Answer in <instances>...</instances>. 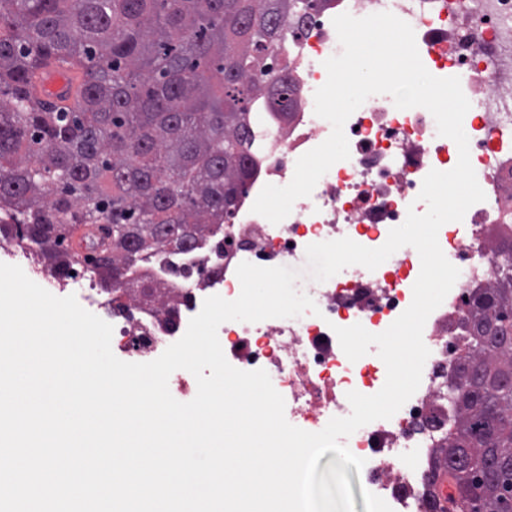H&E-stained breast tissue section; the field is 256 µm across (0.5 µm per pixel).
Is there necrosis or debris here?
<instances>
[{
	"label": "necrosis or debris",
	"instance_id": "obj_1",
	"mask_svg": "<svg viewBox=\"0 0 512 512\" xmlns=\"http://www.w3.org/2000/svg\"><path fill=\"white\" fill-rule=\"evenodd\" d=\"M345 12L357 18L390 12L410 24L426 69L459 77L471 103L463 129L486 199L438 232L460 276L425 323L430 355L420 386L391 419L373 421L345 440L365 461L370 492L393 512H434L440 504L435 458L448 436V377L462 356L466 298L492 278L495 250L512 240V0H320L302 34L276 58L293 101L285 111L263 105L264 123L249 152L252 176L232 218L195 250H161L144 264L160 284L157 301L130 299L115 308L80 263L45 288L58 297L76 295L84 309L112 324L113 353L148 362L183 336L207 297L239 296L241 262L290 267L300 271L296 287L314 300L318 314L222 323L218 339L228 362L243 371L265 370L288 402V422L309 432L346 416L349 391L377 393L387 376L383 361L373 351L350 361L334 329L359 323L372 333L385 331L412 302L420 256L405 246L375 270L352 265L319 283L308 274L305 249L343 237L382 246L408 209L426 211L418 199L422 181L430 170L454 168L456 144L438 135L425 108L399 109L391 96L374 95L345 124L349 159L333 164L280 223L252 211L262 188L289 184L298 158L332 131L314 113V93L327 80L325 61L342 51L332 20Z\"/></svg>",
	"mask_w": 512,
	"mask_h": 512
}]
</instances>
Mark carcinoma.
Segmentation results:
<instances>
[{
  "label": "carcinoma",
  "mask_w": 512,
  "mask_h": 512,
  "mask_svg": "<svg viewBox=\"0 0 512 512\" xmlns=\"http://www.w3.org/2000/svg\"><path fill=\"white\" fill-rule=\"evenodd\" d=\"M310 0H0V238L71 262V224L98 226L103 288H142L132 269L192 250L233 214L251 178L254 101ZM53 58L81 69L69 105L31 93ZM456 421L436 468L456 512H512V265L473 295Z\"/></svg>",
  "instance_id": "cac0c4a2"
}]
</instances>
